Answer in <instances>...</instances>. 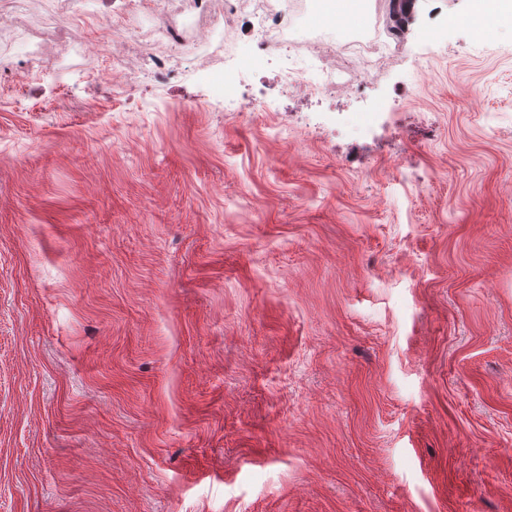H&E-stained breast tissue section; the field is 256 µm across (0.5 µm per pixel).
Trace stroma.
Here are the masks:
<instances>
[{
  "mask_svg": "<svg viewBox=\"0 0 512 512\" xmlns=\"http://www.w3.org/2000/svg\"><path fill=\"white\" fill-rule=\"evenodd\" d=\"M121 7L0 16V512H512V30L418 0L362 94L243 113L244 20L88 82Z\"/></svg>",
  "mask_w": 512,
  "mask_h": 512,
  "instance_id": "stroma-1",
  "label": "stroma"
}]
</instances>
